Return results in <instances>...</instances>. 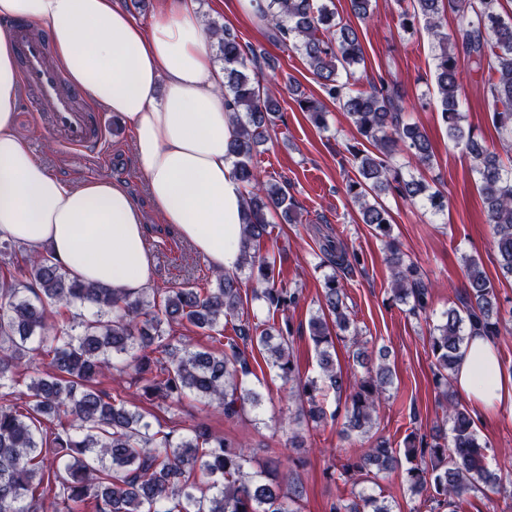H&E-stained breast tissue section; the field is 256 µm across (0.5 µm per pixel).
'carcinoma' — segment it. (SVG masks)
I'll return each instance as SVG.
<instances>
[{
	"label": "carcinoma",
	"instance_id": "1",
	"mask_svg": "<svg viewBox=\"0 0 512 512\" xmlns=\"http://www.w3.org/2000/svg\"><path fill=\"white\" fill-rule=\"evenodd\" d=\"M400 27L409 31L423 20L438 41L435 90L448 139L475 161L478 190L488 223L494 227L499 271L512 278V169L486 143L465 129L460 110L459 73L464 62L487 74L484 99L492 125L512 135V16L502 0H397ZM449 14L458 24L444 31ZM255 16L275 43L302 56L320 80L325 97L339 105L358 135L371 148L347 147L355 177L346 193L358 204L361 221L386 239V262L394 297L415 315L427 312L428 282L391 239L393 216L381 197L419 200L438 215L447 207L442 191L432 188L424 171L433 165L426 131L404 120L396 84L380 80L362 88L351 82L354 66L364 62L359 32L338 15L333 0H259ZM224 69V97L232 107L229 154L234 173L246 190L244 246L240 268L256 285L253 299L266 308L263 322L244 311L239 275L216 274L213 288L190 283L169 291L124 294L83 284L47 254L25 255L0 268V512H300V492L288 489L279 464L252 470L245 443L193 428L185 434L153 430L143 411L128 404L117 389L100 387L116 368L114 359L135 362L132 380L145 382L152 401L178 403L193 394L215 401L224 419L237 421L261 405L250 387L255 375L253 348L268 353L267 365L307 407L298 417L318 423L336 418L327 412L325 390L345 395L343 434L364 437L386 400L393 373L387 355L369 350L352 336L354 362L365 369L354 386L336 366L335 338L349 330L344 280L361 266L357 253L341 241L326 240L320 252L332 267L324 278L318 309L308 321L320 378L302 379L291 338L288 310L300 293L288 287L277 264L283 250L266 247L273 221L302 222L295 199L263 176L254 163L276 121L279 102L263 86L259 72L248 71L255 58L224 25H210ZM296 103L318 128L327 127L322 101L304 95L288 79ZM467 282L457 306L443 313L430 337L435 359L433 383L448 394L464 343L477 332L491 339L512 322L502 313L493 280L467 260ZM189 323L223 337L222 349H197L165 335L164 326ZM232 324L233 335L222 327ZM50 357L51 371L30 379L26 400L18 406L1 392L9 376L37 355ZM450 434L414 433L404 447L378 438L353 455L342 456L338 478L357 485L402 465L410 491L431 504L433 512H458L467 496L495 489L502 477L486 465L487 446L464 405L448 401L443 410ZM330 512H393L391 502L363 491L338 497Z\"/></svg>",
	"mask_w": 512,
	"mask_h": 512
}]
</instances>
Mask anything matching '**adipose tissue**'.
I'll use <instances>...</instances> for the list:
<instances>
[{"label":"adipose tissue","mask_w":512,"mask_h":512,"mask_svg":"<svg viewBox=\"0 0 512 512\" xmlns=\"http://www.w3.org/2000/svg\"><path fill=\"white\" fill-rule=\"evenodd\" d=\"M48 27L55 64L92 106L132 132L133 160L162 219L213 270L236 274L243 188L227 146L231 114L200 0H160L142 24L122 0H0V239L47 253L86 284L135 294L152 285L141 215L123 184L51 175L17 130L20 70L8 31ZM454 386L483 416L512 406L491 339L463 347Z\"/></svg>","instance_id":"adipose-tissue-1"}]
</instances>
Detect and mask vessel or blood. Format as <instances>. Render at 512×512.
I'll return each instance as SVG.
<instances>
[{
    "label": "vessel or blood",
    "mask_w": 512,
    "mask_h": 512,
    "mask_svg": "<svg viewBox=\"0 0 512 512\" xmlns=\"http://www.w3.org/2000/svg\"><path fill=\"white\" fill-rule=\"evenodd\" d=\"M10 35L18 49L22 80L34 101L49 104L52 128L64 148L77 151L98 141L99 120L82 108L76 91L65 89L45 36L25 25L16 26Z\"/></svg>",
    "instance_id": "1"
}]
</instances>
